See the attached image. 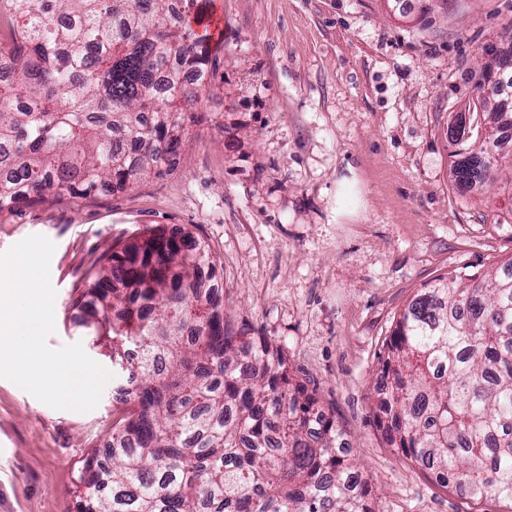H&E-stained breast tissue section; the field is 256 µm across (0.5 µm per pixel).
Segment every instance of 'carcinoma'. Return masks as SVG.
Listing matches in <instances>:
<instances>
[{"label":"carcinoma","mask_w":512,"mask_h":512,"mask_svg":"<svg viewBox=\"0 0 512 512\" xmlns=\"http://www.w3.org/2000/svg\"><path fill=\"white\" fill-rule=\"evenodd\" d=\"M11 75L0 81V210L123 191L176 164L216 77L203 0H3ZM499 82L484 138L453 139L465 191L502 129ZM210 248L148 232L98 257L73 303L126 375L133 407L110 451L78 474L82 512H374L344 434L283 352L230 332ZM381 360L386 441L468 496L512 502V258L441 277L396 322Z\"/></svg>","instance_id":"obj_1"}]
</instances>
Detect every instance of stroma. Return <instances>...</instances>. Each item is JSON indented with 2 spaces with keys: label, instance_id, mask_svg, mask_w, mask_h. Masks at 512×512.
Wrapping results in <instances>:
<instances>
[{
  "label": "stroma",
  "instance_id": "obj_1",
  "mask_svg": "<svg viewBox=\"0 0 512 512\" xmlns=\"http://www.w3.org/2000/svg\"><path fill=\"white\" fill-rule=\"evenodd\" d=\"M223 78L200 103L172 172L92 201L0 211V254L33 234L55 245L57 349L81 343L71 302L116 243L192 231L219 261L230 328L279 346L330 411L375 512H512L441 487L383 438L374 384L407 302L434 280L512 256L506 187L462 192L448 125L477 103L478 73L512 50V0H212ZM106 385L88 413L56 410L0 378V512H76L85 458L120 418Z\"/></svg>",
  "mask_w": 512,
  "mask_h": 512
}]
</instances>
